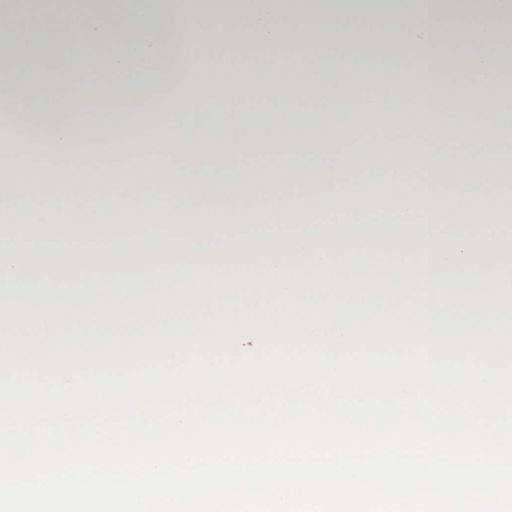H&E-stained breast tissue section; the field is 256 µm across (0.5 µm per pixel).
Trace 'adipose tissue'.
Here are the masks:
<instances>
[{"instance_id": "adipose-tissue-1", "label": "adipose tissue", "mask_w": 512, "mask_h": 512, "mask_svg": "<svg viewBox=\"0 0 512 512\" xmlns=\"http://www.w3.org/2000/svg\"><path fill=\"white\" fill-rule=\"evenodd\" d=\"M389 17L403 92L372 97L366 86L386 76L373 36ZM299 23L325 44L328 63L279 72L271 59L292 56ZM477 40L482 51L470 52ZM197 45L207 67L168 83ZM511 45L512 0H156L149 10L127 0L104 25L66 14L22 21L0 0V160L31 184L27 205L61 213L92 192L102 214L78 227L1 224L0 292L317 293L512 278V209L499 202L512 114L473 107L506 100L498 56ZM101 67L132 77L108 93L113 112L77 111L74 95L35 80L57 85ZM245 70L261 78L240 96ZM439 100L447 111H436ZM89 141L96 163L75 164ZM230 143L260 145L259 164L226 156ZM457 174L478 184L485 207L435 204ZM189 178L212 204L206 218L181 191ZM381 179L404 190L383 224L325 197L330 185ZM133 191L161 200L169 221L125 219ZM267 191L295 199L289 218L244 220L243 197ZM352 208L356 220L343 222ZM304 211L318 223H297Z\"/></svg>"}]
</instances>
